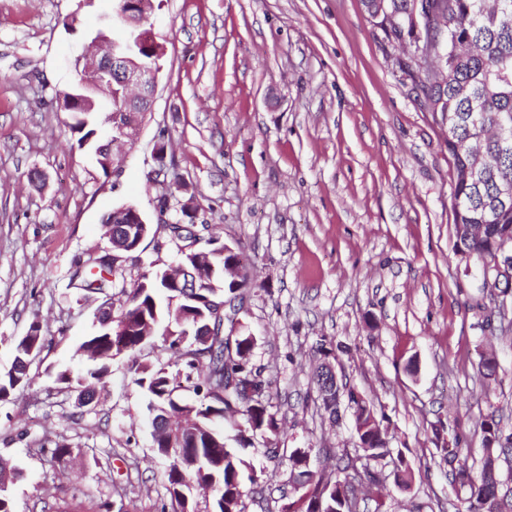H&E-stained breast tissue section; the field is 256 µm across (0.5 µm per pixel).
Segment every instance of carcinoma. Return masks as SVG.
I'll return each instance as SVG.
<instances>
[{"label": "carcinoma", "instance_id": "obj_1", "mask_svg": "<svg viewBox=\"0 0 512 512\" xmlns=\"http://www.w3.org/2000/svg\"><path fill=\"white\" fill-rule=\"evenodd\" d=\"M364 6L388 40L397 43L405 36L415 42L419 55L432 45L442 56L448 72L442 82L417 83L407 65L400 64V69L412 79L432 122L448 125L445 144L455 169L450 190L454 235L480 261L497 242L512 238V202L500 200L501 190L512 186V0H433L432 7L448 20L446 30L416 26L411 0H364ZM105 117L101 102L83 105L74 112L70 130L78 135L79 145L95 144L97 163L106 173L111 160L107 142L99 137ZM128 254V250L103 247L74 260L70 287L104 298L117 288L124 301L115 317H99L97 331L79 346L93 348L90 362L95 367L77 376L63 372L57 380L75 384L83 393L92 390L102 379L105 365L112 362L113 344L124 343L126 350L119 358L126 360L133 384L149 395L153 411L168 415L167 430L153 438V448L167 462L171 512H196L192 484L222 489L214 500V512H244V497L252 492L242 479L247 463L227 446L225 418L235 419L231 427L243 446L257 436L271 443L270 436L278 434L279 426L267 400L269 382L261 369L249 365L253 337L224 335V318L213 313L210 302L235 300L246 280L224 278L231 256L219 252L206 270L220 285L216 292L174 288L163 268L145 271L129 282L120 264ZM208 325L211 330L203 340L197 332ZM29 344L39 352L46 346L35 322L18 340L17 355H25ZM153 347L172 351L176 360L143 358L142 352ZM30 381L23 366L0 373V401L25 389ZM344 399L353 410L356 439L367 442L368 451L345 449L334 470L318 475L306 464L309 449H292L288 482L302 490L293 502L294 512H359L353 482L361 474L370 487L374 512H387L383 482L375 471L385 460L403 472L401 486H411L413 472L402 453L391 448L373 404L359 398L355 389L344 387L338 397L320 400L318 405L334 423ZM482 430L486 438L503 436L501 419L488 415ZM505 443L512 444L511 435ZM446 461L469 487V512H490L487 497L498 478L488 463L482 464L474 480L460 452ZM15 477L16 469L0 458V482L5 484L0 490V512H15L8 488Z\"/></svg>", "mask_w": 512, "mask_h": 512}]
</instances>
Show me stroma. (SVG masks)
<instances>
[{
	"instance_id": "1",
	"label": "stroma",
	"mask_w": 512,
	"mask_h": 512,
	"mask_svg": "<svg viewBox=\"0 0 512 512\" xmlns=\"http://www.w3.org/2000/svg\"><path fill=\"white\" fill-rule=\"evenodd\" d=\"M113 0H0V373L31 322L46 348L30 387L0 402V458L22 471L16 512H162L165 463L152 449L148 398L113 360L97 398L79 406L57 376L84 362L100 296L71 288L76 257L103 247L102 218L135 204L151 232L133 281L177 261L167 230L193 197L201 240L251 261L234 332L270 382L282 448H352L351 414L330 422L314 402L318 345H343L338 377L372 401L414 471L410 491L382 467L389 512H467L469 489L441 447L481 470L482 423L512 434V331L487 327L483 290L455 253L453 160L443 129L400 80L402 49L362 0H163L152 21L165 47L152 112L110 171L78 147L55 90L112 20ZM170 143L177 182L154 183L151 151ZM41 182L28 178L31 170ZM187 185L177 191L176 183ZM167 196L168 212L158 199ZM495 381L478 373L483 350ZM71 448L53 458L54 442ZM243 454L264 491L245 512L295 500L288 463L262 439Z\"/></svg>"
}]
</instances>
